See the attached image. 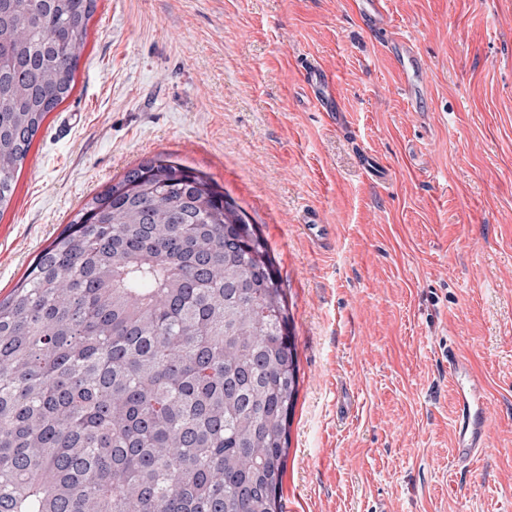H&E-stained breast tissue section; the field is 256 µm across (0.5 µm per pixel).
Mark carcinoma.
Segmentation results:
<instances>
[{
	"label": "carcinoma",
	"mask_w": 512,
	"mask_h": 512,
	"mask_svg": "<svg viewBox=\"0 0 512 512\" xmlns=\"http://www.w3.org/2000/svg\"><path fill=\"white\" fill-rule=\"evenodd\" d=\"M95 8L0 4V211ZM298 392L258 225L159 154L85 202L0 299V512H283Z\"/></svg>",
	"instance_id": "obj_1"
}]
</instances>
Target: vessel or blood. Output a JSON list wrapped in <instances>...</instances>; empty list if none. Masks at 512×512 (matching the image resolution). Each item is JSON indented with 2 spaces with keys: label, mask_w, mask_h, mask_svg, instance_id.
Returning <instances> with one entry per match:
<instances>
[{
  "label": "vessel or blood",
  "mask_w": 512,
  "mask_h": 512,
  "mask_svg": "<svg viewBox=\"0 0 512 512\" xmlns=\"http://www.w3.org/2000/svg\"><path fill=\"white\" fill-rule=\"evenodd\" d=\"M351 7L363 29L378 37L396 60L404 78L403 90L407 99L414 104L421 101L428 93L429 77L420 64L421 57L414 45L390 35L386 0H351ZM304 72L314 104L329 119H338L340 107L332 78L311 63L305 64ZM447 359L456 392L454 457L457 467L466 469L489 446L490 412L483 382L470 363L452 353Z\"/></svg>",
  "instance_id": "vessel-or-blood-1"
}]
</instances>
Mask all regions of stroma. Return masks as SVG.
<instances>
[{
  "label": "stroma",
  "mask_w": 512,
  "mask_h": 512,
  "mask_svg": "<svg viewBox=\"0 0 512 512\" xmlns=\"http://www.w3.org/2000/svg\"><path fill=\"white\" fill-rule=\"evenodd\" d=\"M387 2L431 81L419 112L350 0H97L0 213V297L81 203L171 154L259 224L283 280L299 360L283 512H512V0ZM307 60L351 135L310 102ZM450 346L490 402L465 472Z\"/></svg>",
  "instance_id": "35a3bbf8"
}]
</instances>
